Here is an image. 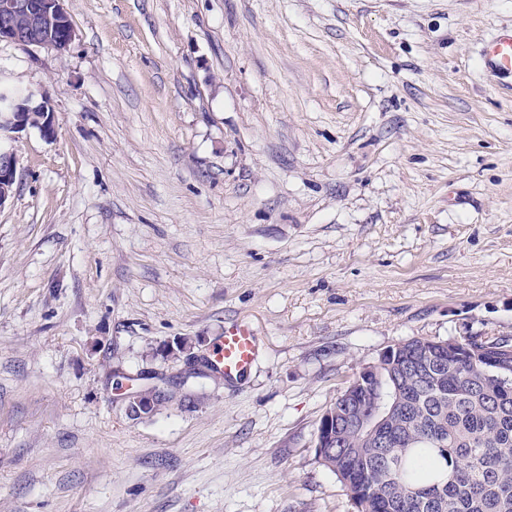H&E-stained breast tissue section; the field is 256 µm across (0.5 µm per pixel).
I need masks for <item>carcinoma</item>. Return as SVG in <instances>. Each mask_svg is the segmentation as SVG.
Masks as SVG:
<instances>
[{"label":"carcinoma","mask_w":512,"mask_h":512,"mask_svg":"<svg viewBox=\"0 0 512 512\" xmlns=\"http://www.w3.org/2000/svg\"><path fill=\"white\" fill-rule=\"evenodd\" d=\"M427 338L393 349L391 368L367 397L346 391L334 445L315 435V457L351 493L355 512H512V337ZM384 428L344 423L348 413L383 416Z\"/></svg>","instance_id":"cac0c4a2"}]
</instances>
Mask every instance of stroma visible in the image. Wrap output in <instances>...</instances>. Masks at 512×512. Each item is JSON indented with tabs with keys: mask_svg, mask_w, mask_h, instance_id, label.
I'll return each mask as SVG.
<instances>
[{
	"mask_svg": "<svg viewBox=\"0 0 512 512\" xmlns=\"http://www.w3.org/2000/svg\"><path fill=\"white\" fill-rule=\"evenodd\" d=\"M0 208V512H353L314 454L354 372L512 336V0H65ZM251 326L242 378L185 379ZM174 399L126 414L124 378ZM482 56L492 72L512 75V31L499 34L486 43Z\"/></svg>",
	"mask_w": 512,
	"mask_h": 512,
	"instance_id": "obj_1",
	"label": "stroma"
}]
</instances>
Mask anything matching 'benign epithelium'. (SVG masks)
I'll list each match as a JSON object with an SVG mask.
<instances>
[{"instance_id": "1", "label": "benign epithelium", "mask_w": 512, "mask_h": 512, "mask_svg": "<svg viewBox=\"0 0 512 512\" xmlns=\"http://www.w3.org/2000/svg\"><path fill=\"white\" fill-rule=\"evenodd\" d=\"M75 30L64 0H0V41H12L22 47H52L65 52ZM37 92L21 100H13L0 109V207L12 197L17 181V156L11 133L26 126H36L44 136L54 135L50 113L43 105L34 104ZM154 386H139L127 395L139 411L154 406Z\"/></svg>"}]
</instances>
